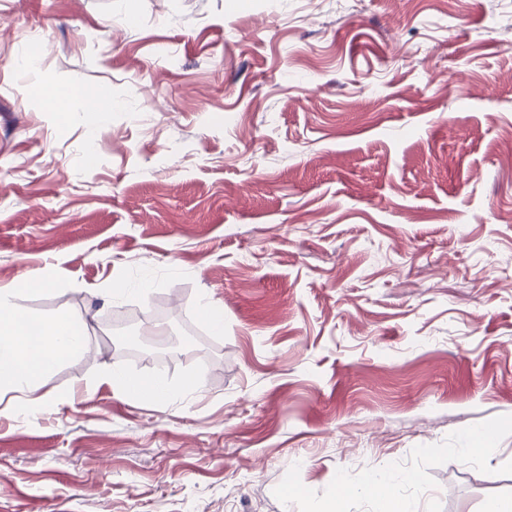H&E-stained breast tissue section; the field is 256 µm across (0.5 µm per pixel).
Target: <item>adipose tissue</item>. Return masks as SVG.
Listing matches in <instances>:
<instances>
[{"mask_svg": "<svg viewBox=\"0 0 512 512\" xmlns=\"http://www.w3.org/2000/svg\"><path fill=\"white\" fill-rule=\"evenodd\" d=\"M16 296V289H0V398L8 397L15 408L35 409L46 400L42 388L48 373L82 353L88 331L85 322L69 315L27 316L18 309ZM98 381L132 398L160 401L170 394L161 377L135 379L109 369Z\"/></svg>", "mask_w": 512, "mask_h": 512, "instance_id": "ef3b65f1", "label": "adipose tissue"}]
</instances>
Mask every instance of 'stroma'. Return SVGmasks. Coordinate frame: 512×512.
<instances>
[{
	"mask_svg": "<svg viewBox=\"0 0 512 512\" xmlns=\"http://www.w3.org/2000/svg\"><path fill=\"white\" fill-rule=\"evenodd\" d=\"M510 71L512 0H0V288L89 333L0 412V512L512 497ZM56 89H60L59 86L49 82L41 88L46 105L53 111L64 110L71 99H82L89 112H97L101 116L113 112L118 107V102L112 98L111 94L103 95L92 91L82 93L79 89L72 88L66 96L59 97L54 93ZM97 383L107 384L116 393L132 398L160 401L167 399L170 394L169 384L162 377L134 379L124 372L112 369L102 372L97 379ZM360 493L373 502L374 512H410L395 494L392 482L382 471H372Z\"/></svg>",
	"mask_w": 512,
	"mask_h": 512,
	"instance_id": "stroma-1",
	"label": "stroma"
}]
</instances>
